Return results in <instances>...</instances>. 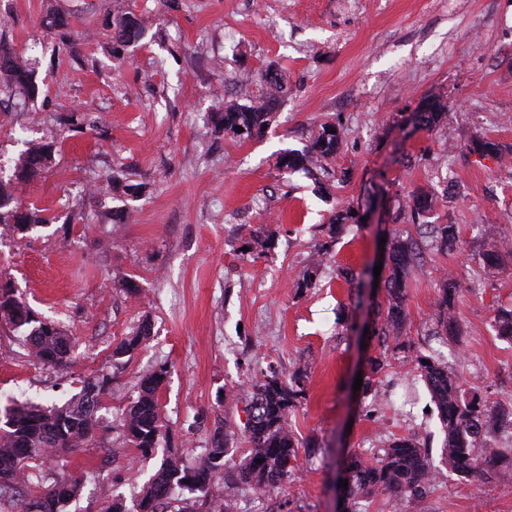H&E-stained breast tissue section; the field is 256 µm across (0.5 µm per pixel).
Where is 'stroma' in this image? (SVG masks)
Returning a JSON list of instances; mask_svg holds the SVG:
<instances>
[{
    "mask_svg": "<svg viewBox=\"0 0 512 512\" xmlns=\"http://www.w3.org/2000/svg\"><path fill=\"white\" fill-rule=\"evenodd\" d=\"M50 7L69 17L74 49L40 27ZM129 10L149 32L117 51L112 19ZM0 42L28 59L40 89L28 111L0 114V178L49 218L26 232L0 224V286L73 342L72 365L58 370L0 328V409L60 405L86 376H112L103 428L57 471L98 476L133 502L161 456L142 455L116 427L140 377L161 365L171 452L193 465L216 428L234 436L224 458L234 512H338L343 456L376 458L401 436L439 453L437 414L411 363L389 359L372 374L374 393L353 388L379 353L362 332L378 302L367 271L382 232L415 234L395 218L414 190L436 194L433 221L458 225L463 241L429 251L409 282L414 349L452 358L432 317L440 280L453 273L466 289L464 388L512 403V345L490 328L496 307L512 304V257L487 269L476 247L481 224L512 239V162L469 151L476 137L512 148V0H0ZM271 65L288 90L270 126L244 141L216 133L206 120L215 97L258 101ZM432 99L447 104L446 118L414 127ZM61 108L94 111L100 131L59 126ZM324 124L342 132L329 176L277 168ZM31 141L55 143L53 163L34 181H12ZM110 172L119 183L96 190ZM347 207L352 219L330 234L333 211ZM323 244L329 252L312 269ZM130 282L137 295L126 293ZM144 324L149 336L113 359ZM300 367L306 397L288 417L303 443L298 465L284 494L259 495L239 479L252 385ZM428 505L512 512V482L478 487L443 470Z\"/></svg>",
    "mask_w": 512,
    "mask_h": 512,
    "instance_id": "35a3bbf8",
    "label": "stroma"
}]
</instances>
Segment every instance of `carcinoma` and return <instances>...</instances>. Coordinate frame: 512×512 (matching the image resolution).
<instances>
[{"label":"carcinoma","instance_id":"1","mask_svg":"<svg viewBox=\"0 0 512 512\" xmlns=\"http://www.w3.org/2000/svg\"><path fill=\"white\" fill-rule=\"evenodd\" d=\"M39 25L50 33L59 34L62 44H70L68 19L59 12L50 10L41 15ZM146 33L144 20L133 14L112 18V39L118 46L137 44ZM262 79L266 83L265 100L257 104L219 102L210 113L218 132L247 139L261 133L269 124L275 104L286 90V82L272 65L262 73ZM38 95L34 70L12 49L0 45V112H23L26 103L37 99ZM446 108L447 105L439 101L430 102L417 113L418 122L431 128L446 117ZM340 142L341 133L336 126L324 125L315 133L310 145L301 151L284 152L277 158L276 165L292 171L323 170L336 156ZM470 152L482 158L500 159L503 147L488 138H475L471 141ZM53 155V146L31 144L20 154L13 176L21 181L38 177L51 163ZM11 200L8 183L0 179V224L12 223L25 231L49 221L43 209L35 205L13 207ZM434 206L433 195L426 191L414 192L402 215L424 230L433 248L446 253L459 247L460 231L456 224L428 221ZM480 239L490 246V250L482 253L488 266L497 264L502 251L512 256V243L498 239L494 227L482 228ZM425 255L423 241L411 235L405 238L394 235L387 243L384 306L378 311L380 320L373 331L381 348L379 356L371 360L370 369L374 374L384 369L389 356L411 349L407 288L409 280L424 265ZM461 295L457 278L449 273L444 275L436 299L435 334L452 343L459 342L462 336L457 315ZM0 313L8 319L7 325L13 331L28 326L22 334L23 345L41 363L57 369L69 366V337L54 324L32 317L11 296V291L2 287ZM493 327L497 336L512 344V309L496 310ZM147 335L148 325L145 324L124 339L112 355L129 353ZM409 362L435 405L442 435L440 459L448 473L479 483L512 480V406L466 394L460 383L469 365L465 352L457 349L451 364L439 355L421 353L410 357ZM166 374V368L160 366L140 378L137 399L119 423L122 436L145 456L166 441L157 402V391ZM306 379L307 374L301 372L286 380L273 374L252 384L251 415L245 423L250 448L245 450L240 480L257 493L274 491L291 471V463L302 442L289 426L288 415L304 395ZM111 389L112 375L95 374L87 377L80 393L62 406L44 408L27 402L4 414V419L0 420V512H64L65 505L79 495L87 478L58 479L55 468L50 466V458L73 453L92 440L99 427L97 413ZM504 435L510 440L502 447L490 446L492 439ZM226 450L227 436L216 435L206 458L196 467L183 465L174 455L162 457L156 471L143 485L133 512H233L232 495L220 494L219 486ZM438 474L428 445L415 437L392 440L375 464L354 453L344 466L343 479L348 481L344 512H369L379 496L394 502L424 505ZM178 488L194 493V501L189 503L176 496Z\"/></svg>","mask_w":512,"mask_h":512}]
</instances>
